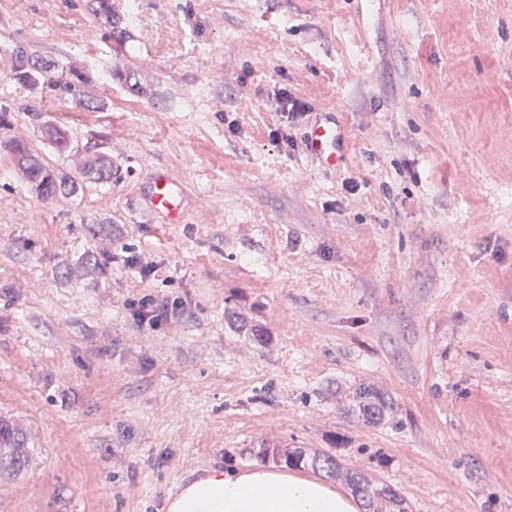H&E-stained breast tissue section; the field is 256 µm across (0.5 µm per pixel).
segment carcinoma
Segmentation results:
<instances>
[{"mask_svg":"<svg viewBox=\"0 0 512 512\" xmlns=\"http://www.w3.org/2000/svg\"><path fill=\"white\" fill-rule=\"evenodd\" d=\"M10 150L18 165L27 174L31 188L44 198L69 193L75 188L74 182L60 175L39 160L38 155L25 143L14 141ZM85 178L94 181H112V160L104 155L98 156L85 171ZM355 398L361 416L370 422L383 418L385 413L393 410L390 397L370 385L362 384L355 389ZM29 448L23 433L12 422L0 417V477L17 475L25 469ZM269 455L283 461L288 466H311L325 472L330 478L343 480L357 500L364 505V512H408L404 499L392 487L379 483L362 472L353 470L330 455H308L306 451L276 450L269 452L263 448L260 457Z\"/></svg>","mask_w":512,"mask_h":512,"instance_id":"obj_1","label":"carcinoma"}]
</instances>
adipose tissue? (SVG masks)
<instances>
[{
	"instance_id": "ef3b65f1",
	"label": "adipose tissue",
	"mask_w": 512,
	"mask_h": 512,
	"mask_svg": "<svg viewBox=\"0 0 512 512\" xmlns=\"http://www.w3.org/2000/svg\"><path fill=\"white\" fill-rule=\"evenodd\" d=\"M167 512H360V502L332 485L285 468H214L168 497Z\"/></svg>"
}]
</instances>
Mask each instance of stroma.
<instances>
[{"label": "stroma", "mask_w": 512, "mask_h": 512, "mask_svg": "<svg viewBox=\"0 0 512 512\" xmlns=\"http://www.w3.org/2000/svg\"><path fill=\"white\" fill-rule=\"evenodd\" d=\"M109 7L0 0V415L33 449L0 512H166L263 445L512 512V0ZM282 89L346 124L336 171L271 136ZM15 140L75 191L40 198ZM159 169L183 223L140 204ZM147 295L177 317L139 324ZM112 165L114 171V179L120 176V171L115 162L104 155L98 156L93 163L89 165L85 171V178L94 181L110 182L112 181ZM355 398L358 400L359 412L366 421L381 420L386 412L394 408L390 397L370 385L358 386Z\"/></svg>", "instance_id": "1"}]
</instances>
